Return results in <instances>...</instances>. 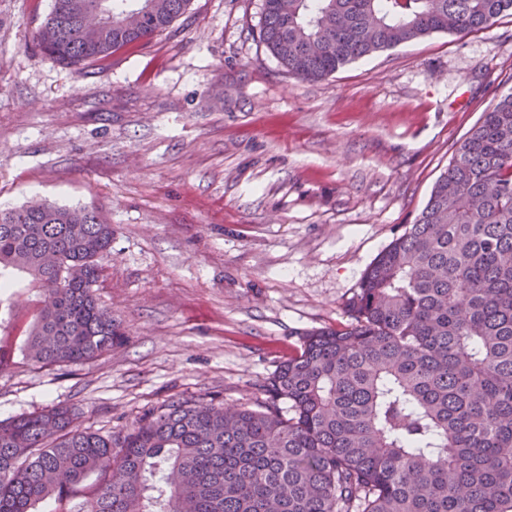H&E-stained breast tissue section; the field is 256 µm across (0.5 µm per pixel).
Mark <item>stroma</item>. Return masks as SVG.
Returning a JSON list of instances; mask_svg holds the SVG:
<instances>
[{
  "instance_id": "1",
  "label": "stroma",
  "mask_w": 512,
  "mask_h": 512,
  "mask_svg": "<svg viewBox=\"0 0 512 512\" xmlns=\"http://www.w3.org/2000/svg\"><path fill=\"white\" fill-rule=\"evenodd\" d=\"M51 0H0V207L98 209L112 352L39 367L40 308L0 290V419L57 404L110 430L170 399L258 407L302 331L350 323L360 280L456 149L512 92V15L434 33L316 82L259 40L262 0H191L151 43L83 69L37 45Z\"/></svg>"
}]
</instances>
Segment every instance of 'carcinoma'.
Instances as JSON below:
<instances>
[{"label": "carcinoma", "mask_w": 512, "mask_h": 512, "mask_svg": "<svg viewBox=\"0 0 512 512\" xmlns=\"http://www.w3.org/2000/svg\"><path fill=\"white\" fill-rule=\"evenodd\" d=\"M189 4L52 0L38 43L79 68L145 45ZM100 7L112 23H86ZM507 12L512 0H263L259 38L288 74L316 81ZM111 249L96 210L0 209V278L23 273L41 294L31 362L112 349L118 325L94 293ZM349 308V326L301 333L258 409L183 398L106 433L64 404L0 420V512L47 498L70 512L79 495L77 512H512V93L470 130Z\"/></svg>", "instance_id": "1"}]
</instances>
